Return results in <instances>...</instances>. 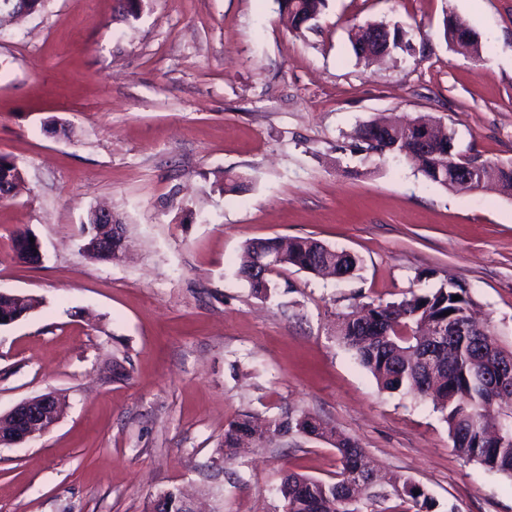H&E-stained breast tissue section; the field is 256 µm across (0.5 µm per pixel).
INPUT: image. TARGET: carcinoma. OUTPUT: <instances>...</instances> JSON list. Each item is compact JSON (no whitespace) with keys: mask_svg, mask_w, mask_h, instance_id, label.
Listing matches in <instances>:
<instances>
[{"mask_svg":"<svg viewBox=\"0 0 512 512\" xmlns=\"http://www.w3.org/2000/svg\"><path fill=\"white\" fill-rule=\"evenodd\" d=\"M288 15L308 14L318 17L326 8V0H291ZM29 15L25 0H0V18L20 19ZM376 121L359 125L352 133L354 148L365 158L398 155L409 160L430 182L451 190L474 189L472 185L448 182V171L436 168L435 159L414 151V139L419 129L402 126L388 135V139L372 136ZM23 179L20 166L13 160L0 157V183ZM88 210L81 226V235L91 239L110 236L106 225L97 223ZM283 239L269 237L247 242L238 265V276L257 294L266 295L272 288L270 278L262 280L248 275L254 264L257 249L279 256L272 267L277 270L295 267L318 274L332 267L339 268L346 278L355 275L360 259L354 254L332 248L312 237L289 240L288 249H282ZM458 295L460 299L452 300ZM474 301L466 289L448 282L425 293L410 292L398 302L370 305L366 310L355 309L342 315L336 325V336L359 362L368 369L386 390H401L428 398L448 424L452 448L458 456L475 462L489 471L512 479V398H496L498 387L512 389V375H495L496 365L512 364V348L494 344L485 354L486 361L478 363L476 355L487 339L486 333L472 324L470 317ZM426 323L444 330L457 327V335L445 336L439 356L443 370L430 379L426 370L412 361L409 351L419 346V335ZM502 411L500 436L490 438L480 419L493 407ZM320 419L309 414L286 413L265 420L251 414H242L224 428L220 448L224 462L235 458L240 434L254 436L257 444L266 443L275 434H288L306 429ZM325 439L332 441L340 456L341 469L329 480H319L297 472L284 475L279 486L282 512H385L382 504L395 498L405 504L398 512H430L432 502L423 488L412 479L398 473H387L375 478L367 487L362 478L372 471L363 448L357 441L333 428H328Z\"/></svg>","mask_w":512,"mask_h":512,"instance_id":"obj_1","label":"carcinoma"}]
</instances>
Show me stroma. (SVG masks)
I'll return each instance as SVG.
<instances>
[{
	"instance_id": "obj_1",
	"label": "stroma",
	"mask_w": 512,
	"mask_h": 512,
	"mask_svg": "<svg viewBox=\"0 0 512 512\" xmlns=\"http://www.w3.org/2000/svg\"><path fill=\"white\" fill-rule=\"evenodd\" d=\"M457 15L473 58L443 38ZM411 47L366 63L358 27ZM440 119L461 154L512 164V0H328L292 32L276 0H46L0 30V156L23 189L0 202V290L39 300L0 329V411L66 395L45 435L0 447V512H146L183 488L211 512H277L290 471L330 479L331 443L293 433L224 462L233 418L313 415L432 512H512V479L460 458L430 401L382 389L336 337L358 303L454 281L512 347V196L452 192L350 134L380 116ZM242 187L224 191L226 173ZM106 205L124 262L89 259L80 226ZM40 241L27 266L15 231ZM314 237L356 254L353 277L294 267L268 297L237 274L243 245ZM121 364L123 376L112 373Z\"/></svg>"
}]
</instances>
